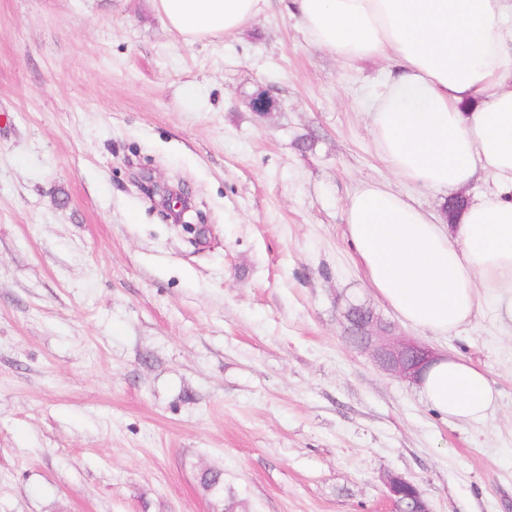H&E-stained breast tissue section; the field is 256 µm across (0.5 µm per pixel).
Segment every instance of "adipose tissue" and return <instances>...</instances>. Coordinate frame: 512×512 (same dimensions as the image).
<instances>
[{
  "label": "adipose tissue",
  "mask_w": 512,
  "mask_h": 512,
  "mask_svg": "<svg viewBox=\"0 0 512 512\" xmlns=\"http://www.w3.org/2000/svg\"><path fill=\"white\" fill-rule=\"evenodd\" d=\"M268 0H155L185 42L234 36ZM306 40L339 59H386L395 74L370 107L381 159L399 180L449 194L488 190L456 223L382 184L361 186L346 236L371 288L407 325L457 334L493 298L512 328V0H287ZM445 417L485 419L483 370L440 357L420 383Z\"/></svg>",
  "instance_id": "obj_1"
}]
</instances>
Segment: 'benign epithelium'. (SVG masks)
I'll return each mask as SVG.
<instances>
[{"label":"benign epithelium","mask_w":512,"mask_h":512,"mask_svg":"<svg viewBox=\"0 0 512 512\" xmlns=\"http://www.w3.org/2000/svg\"><path fill=\"white\" fill-rule=\"evenodd\" d=\"M252 109L267 114L275 107V99L266 90H261L251 99ZM189 197L180 194L166 200L165 209L173 212L172 219L186 230H192L191 224L185 222L184 205ZM353 344L370 353L375 362L394 378L416 384L425 372L439 359L440 354L432 348L406 335L378 317L372 315L357 325ZM386 496L394 512H406L404 503L411 501L418 504L417 512H429L417 485L412 480L398 474H390L384 480Z\"/></svg>","instance_id":"7a95c632"}]
</instances>
